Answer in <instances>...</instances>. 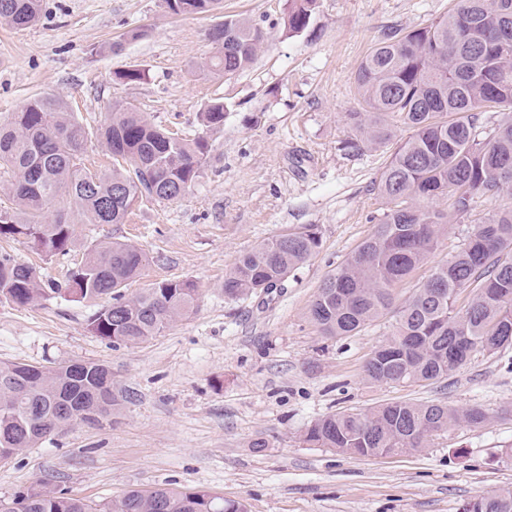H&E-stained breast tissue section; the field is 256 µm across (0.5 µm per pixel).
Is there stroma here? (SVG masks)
<instances>
[{"label":"stroma","mask_w":512,"mask_h":512,"mask_svg":"<svg viewBox=\"0 0 512 512\" xmlns=\"http://www.w3.org/2000/svg\"><path fill=\"white\" fill-rule=\"evenodd\" d=\"M452 6L316 0L308 27L289 34L287 0H224L225 13L266 35L254 63L229 78L204 67L213 17L171 15L163 0H44L35 25L0 21V123L32 98H61L89 133L87 164L102 171L112 157L96 133L116 100L209 142L203 174L182 197L141 201L124 224L77 225L78 245L67 255L0 239V255L33 265L49 282L67 280L99 243L132 244L149 262L125 296L166 280L192 281L199 292L193 313L135 346L92 333L98 303L0 298V362L102 363L115 400L99 423L68 427L0 462V500L51 489L99 504L168 487L241 500L247 512H459L467 500L512 487V346L475 354L438 382L376 383L364 365L390 336L394 312L342 337L322 335L308 317L324 279L390 208L378 182L391 147H342L354 136L347 115L360 109L355 71L385 34L425 27ZM135 28L143 37L112 53V41ZM129 68L141 79L117 80ZM217 98L224 125L208 131L199 114ZM510 205L512 188L479 197L474 219L454 224L396 288L395 305L453 258L475 218ZM303 224L317 225L321 248L286 288L225 297L224 276L242 254ZM396 400L477 406L488 421L386 457L303 441L322 416ZM260 438L265 447H255Z\"/></svg>","instance_id":"1"}]
</instances>
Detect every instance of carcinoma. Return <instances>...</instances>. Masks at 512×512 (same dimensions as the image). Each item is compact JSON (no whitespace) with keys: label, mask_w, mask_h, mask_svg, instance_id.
I'll use <instances>...</instances> for the list:
<instances>
[{"label":"carcinoma","mask_w":512,"mask_h":512,"mask_svg":"<svg viewBox=\"0 0 512 512\" xmlns=\"http://www.w3.org/2000/svg\"><path fill=\"white\" fill-rule=\"evenodd\" d=\"M43 0H0V20L34 25ZM315 0H288V33L304 30ZM176 16L222 9V0H164ZM219 45L209 69L232 76L251 66L262 31L242 17L226 16L209 29ZM226 43L224 51L220 43ZM362 112L348 113L359 144L384 146L391 117L408 130L379 179L393 207L385 220L321 284L309 318L325 336H350L390 309L394 289L437 248L448 226L473 215L476 198L512 184V117L476 133L479 114L512 107V0H457L448 15L426 27L394 31L365 56L355 73ZM205 128L224 125V102L202 112ZM112 153V170L83 162L87 134L67 104L35 98L0 125V194L14 208L0 217V237H19L48 256L75 244V223L123 224L139 199L174 201L202 175L209 143L186 139L152 124L136 106L112 102L99 132ZM450 199L449 207L434 202ZM55 201L65 209L49 221ZM321 246L317 225L305 224L260 242L225 275L224 294L240 298L284 286L288 274ZM145 252L113 241L92 248L65 283H46L36 268L0 256V296L28 305L49 295L81 300L108 296L91 331L114 344L133 346L160 334L194 310L198 290L188 281H163L125 297L121 289L140 276ZM475 286L465 309L460 291ZM512 345V207L481 219L453 259L435 269L397 310L394 332L365 365L374 382L438 381L475 352L493 354ZM71 405L73 423L94 425L112 414V381L103 364L79 369L61 364L32 373L29 364L0 363V454L32 448L58 430L59 406ZM486 413L441 403L391 401L368 411L338 412L314 421L305 442L338 453L379 457L428 447L433 436L466 423L482 426ZM203 489L129 490L101 509L64 493L19 494L0 500V512H213ZM461 512H512V488L465 502Z\"/></svg>","instance_id":"1"}]
</instances>
